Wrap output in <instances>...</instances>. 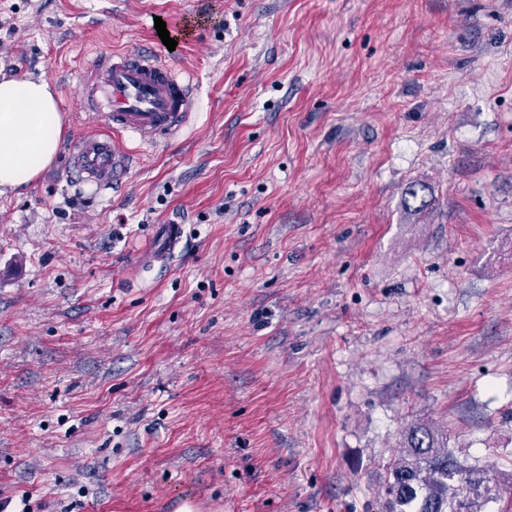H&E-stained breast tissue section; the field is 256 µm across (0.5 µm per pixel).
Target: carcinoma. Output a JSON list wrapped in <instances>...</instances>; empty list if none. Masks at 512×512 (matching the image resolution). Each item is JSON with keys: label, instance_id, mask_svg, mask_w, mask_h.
Listing matches in <instances>:
<instances>
[{"label": "carcinoma", "instance_id": "cac0c4a2", "mask_svg": "<svg viewBox=\"0 0 512 512\" xmlns=\"http://www.w3.org/2000/svg\"><path fill=\"white\" fill-rule=\"evenodd\" d=\"M402 436L400 454L390 467V512H484L486 501L476 491L488 478L457 461L447 434L418 423Z\"/></svg>", "mask_w": 512, "mask_h": 512}]
</instances>
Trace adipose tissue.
Masks as SVG:
<instances>
[{
	"instance_id": "adipose-tissue-1",
	"label": "adipose tissue",
	"mask_w": 512,
	"mask_h": 512,
	"mask_svg": "<svg viewBox=\"0 0 512 512\" xmlns=\"http://www.w3.org/2000/svg\"><path fill=\"white\" fill-rule=\"evenodd\" d=\"M63 135L56 92L43 78L0 79V193L27 187L55 159Z\"/></svg>"
}]
</instances>
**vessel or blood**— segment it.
<instances>
[{"label": "vessel or blood", "instance_id": "b4317fda", "mask_svg": "<svg viewBox=\"0 0 512 512\" xmlns=\"http://www.w3.org/2000/svg\"><path fill=\"white\" fill-rule=\"evenodd\" d=\"M88 111L99 118V131L82 135L72 152L71 167L78 179L106 191L122 183L133 162V152L123 135L140 144L158 145L164 135L179 133L194 107L191 76L160 64L152 55L105 53L82 80ZM184 229L160 224L152 246L137 254L140 271L166 269L180 253Z\"/></svg>", "mask_w": 512, "mask_h": 512}]
</instances>
